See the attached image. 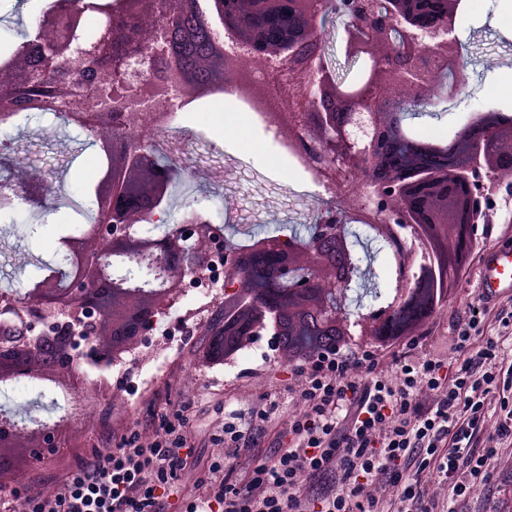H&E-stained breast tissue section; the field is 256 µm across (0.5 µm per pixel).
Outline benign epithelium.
Returning <instances> with one entry per match:
<instances>
[{"label": "benign epithelium", "mask_w": 512, "mask_h": 512, "mask_svg": "<svg viewBox=\"0 0 512 512\" xmlns=\"http://www.w3.org/2000/svg\"><path fill=\"white\" fill-rule=\"evenodd\" d=\"M461 0H123L88 46L62 31L78 24L73 0L45 15L37 36L22 45L0 80L1 112H63L106 151L109 171L96 192L98 222L85 237L65 241L69 283L44 276L7 304L19 322L0 327V379L31 376L35 340L54 344L51 371L57 385L81 390V359L98 362L99 323L130 305L136 313L125 329L145 337L163 303L174 299L185 278L207 270L210 256L224 252L231 274L224 285V319L251 310L253 327L276 322L282 307L313 299L305 312L311 330L336 322L352 336L396 335L424 316L448 281L455 252L470 248L478 224L512 223V116L478 111L443 143L415 138L402 108L425 112L458 95L466 85L459 64L455 24ZM204 22L212 64L224 69L223 87L243 88L239 64L279 70L276 92L266 82V107L288 99L287 120L273 124L305 157L331 197L345 195L351 207L331 203L317 215L303 244L264 238L242 252L215 234L209 221L191 212L170 233L150 238L136 228L159 218L176 170L160 163L155 134L171 113L194 100L191 88L207 91L188 76L179 57L185 48L184 18ZM343 21L347 60L364 64V75L348 86L324 55L321 32L329 19ZM235 48L228 49L224 35ZM66 61L80 81L62 80L38 89L36 72ZM84 87L130 88L136 104L116 96L91 110ZM349 224L390 228L382 239L395 260V289L385 305L368 313L345 308L346 292L360 275L348 248ZM269 272L259 283L255 274ZM68 423L39 425L25 448L32 461L55 453ZM0 420V468L10 466L9 442L19 433Z\"/></svg>", "instance_id": "benign-epithelium-1"}]
</instances>
